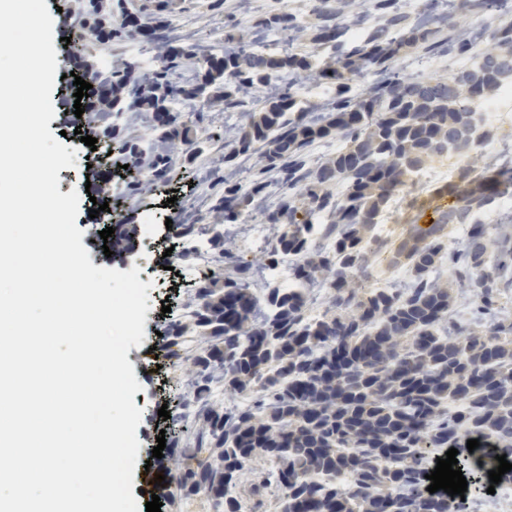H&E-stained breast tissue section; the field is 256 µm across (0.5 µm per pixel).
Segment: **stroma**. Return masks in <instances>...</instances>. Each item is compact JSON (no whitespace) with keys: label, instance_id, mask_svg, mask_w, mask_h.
I'll use <instances>...</instances> for the list:
<instances>
[{"label":"stroma","instance_id":"obj_1","mask_svg":"<svg viewBox=\"0 0 512 512\" xmlns=\"http://www.w3.org/2000/svg\"><path fill=\"white\" fill-rule=\"evenodd\" d=\"M81 0H46L49 11L66 10L69 19L55 22L56 37L54 48L57 52V76L51 95L53 103L72 98L76 91L72 79L67 78L68 69L78 66L74 56L75 42L86 43V55L94 60L109 59L113 64L123 65L138 61L143 73H151L152 65L145 49L149 42L146 37L135 36L126 40L100 41L93 37L82 20ZM112 11L113 24H120L125 13H136L144 23H152L155 17H162L166 26L175 28L179 38L178 47L187 49L195 43L197 35H211L212 52L224 49V33L232 25L252 27L274 14L288 13L300 25L299 31L283 30L280 43L259 41L261 50L285 55L308 53L314 61L327 60L329 53L317 47L313 41L316 19L310 0H107ZM461 66L455 58L443 56L428 59L416 49H408L395 64V72L414 78L445 77L454 74ZM123 136L136 144V157H129L120 149H113L111 155L91 150L82 145L75 128L99 133L103 125L98 113L84 114L79 126L67 125L60 119H52L49 128L52 133L61 134L62 142L77 149L76 165L61 169L58 173L59 191L66 194L80 191L79 215L76 225L82 230L81 242L89 252L95 267L127 271L132 263H139L141 276L150 282L148 291L149 309L144 324L145 337L141 346L131 347L127 359L133 366L134 375L141 384V391L135 393L134 403L142 410V420L136 435L140 442L138 458L134 469L132 493L138 503H146L160 489L153 480L159 475L158 466L152 465V450L156 447L157 436L166 441H187L192 431L183 423L182 413L189 400L183 392L174 387L180 375L193 374L195 358L209 344L190 323L186 311L194 305L195 288L200 282L199 271L190 261L172 263L164 252L170 247H181L183 240L177 230L181 224H215L219 218L212 210V199L223 191L224 185L211 180L209 187L197 183L198 173L210 167L211 160L221 152L215 137L216 127L210 121H203L196 129L198 150L179 146L172 154V168L166 177L155 176L149 167L155 155L151 144L153 138L148 113L120 120ZM491 125L495 130L493 145L496 149L491 158L485 159L482 168L496 171L502 168L512 170V102L496 105ZM106 179L111 187L104 193L103 201L109 208L100 212L97 218H90L91 202L85 195L86 181ZM454 202L453 197L440 194L437 184H409L402 194L393 198L384 214L386 223L376 238L381 242L397 240L408 225L427 226L433 213L447 209ZM162 224L172 221L173 229L164 231L153 242H145L141 229L146 220ZM115 228L128 238V249L122 253L105 255L103 239L99 233L106 227ZM170 305V312H163V305ZM185 325L188 337L186 344L176 347L175 358H168L165 332L173 321ZM167 408L169 418L159 417L160 408ZM274 464L270 458L255 456L237 480L233 494L241 504V512H280L282 491L269 486L263 496L261 510H254L251 494L253 483L267 477Z\"/></svg>","mask_w":512,"mask_h":512}]
</instances>
